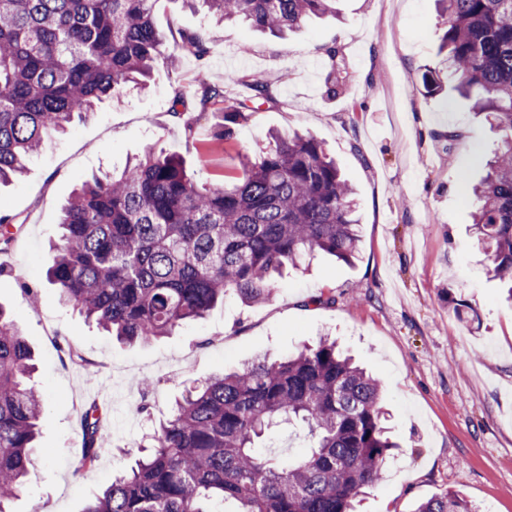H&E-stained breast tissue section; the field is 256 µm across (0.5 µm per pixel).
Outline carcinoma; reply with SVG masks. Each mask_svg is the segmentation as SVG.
Instances as JSON below:
<instances>
[{"instance_id": "carcinoma-1", "label": "carcinoma", "mask_w": 512, "mask_h": 512, "mask_svg": "<svg viewBox=\"0 0 512 512\" xmlns=\"http://www.w3.org/2000/svg\"><path fill=\"white\" fill-rule=\"evenodd\" d=\"M218 20H244L281 34L336 12V0H190ZM157 0H0V183L74 119L149 77L163 37ZM454 90L501 133L487 173L472 185L474 226L493 278L512 284V0H440ZM199 62L205 34L183 37ZM327 93L344 86V58L326 51ZM426 94L442 91L425 68ZM224 103V87L200 83L202 109ZM248 105L224 108L223 147ZM226 187L190 178L180 157L147 151L119 175L82 182L63 208L60 243L47 270L60 299L126 343L167 336L233 294L272 299L276 276L318 252L351 260L360 243L353 192L312 136L275 138L262 156L239 157ZM31 349L0 308V512L25 486L31 449L45 426L43 395L30 384ZM383 381L336 341L285 358L263 357L184 391L135 458L82 512H356L362 489L382 479L396 443L381 405ZM94 404L81 425L79 469L94 467L104 436ZM299 425L306 451L266 455L272 428ZM416 512H476L458 493Z\"/></svg>"}]
</instances>
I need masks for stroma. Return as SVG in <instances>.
Listing matches in <instances>:
<instances>
[{
    "label": "stroma",
    "instance_id": "1",
    "mask_svg": "<svg viewBox=\"0 0 512 512\" xmlns=\"http://www.w3.org/2000/svg\"><path fill=\"white\" fill-rule=\"evenodd\" d=\"M336 8L337 16L277 38L245 22H216L184 0H158L154 23L166 54L183 34L203 31L206 64L190 55L174 67L157 59L147 89L126 87L74 121L23 177L0 187V211L21 226L0 246V306L35 352L33 383L47 397L48 419L12 512H81L184 387L324 337L384 378L387 425L400 444L381 483L365 488L361 512H415L451 492L479 512H512V302L487 272L469 195L500 134L456 92H419L424 67L441 61L436 0H337ZM331 46L346 58L336 96L326 93L322 66ZM251 73L269 81L272 100L236 125L223 148L211 142L222 113L192 109L185 126L170 117L174 90L194 97L204 78L240 99L250 94L240 79ZM448 129L461 134L449 146L435 138ZM273 132L313 136L355 188L361 242L352 261L314 254L283 273L271 301L227 296L149 344H119L59 302L46 280L50 245L80 180L121 173L152 146L182 158L196 179L229 184L240 175L238 153L258 155ZM65 343L80 359L60 352ZM146 377L156 383L148 415L138 410ZM93 402L106 410L109 435L96 465L82 471L80 418Z\"/></svg>",
    "mask_w": 512,
    "mask_h": 512
}]
</instances>
